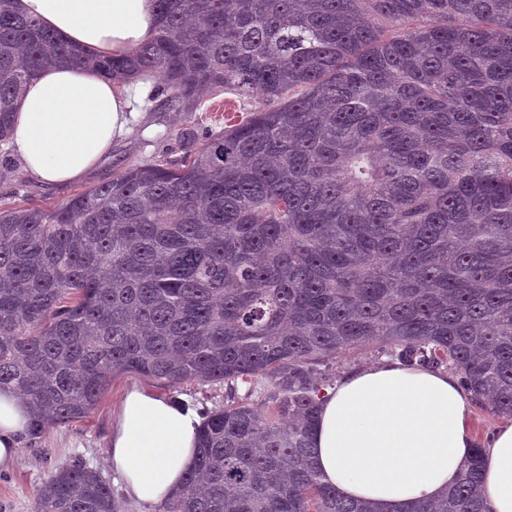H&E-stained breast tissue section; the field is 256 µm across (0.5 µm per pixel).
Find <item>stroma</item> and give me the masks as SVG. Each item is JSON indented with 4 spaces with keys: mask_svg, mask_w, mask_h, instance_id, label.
<instances>
[{
    "mask_svg": "<svg viewBox=\"0 0 512 512\" xmlns=\"http://www.w3.org/2000/svg\"><path fill=\"white\" fill-rule=\"evenodd\" d=\"M256 106V101L229 91L203 94L198 109L193 112H173L162 108L158 102H145L131 125L130 134L113 144L111 152L82 179L64 184L33 180L15 160L8 144L2 143L0 207L40 205L50 208L112 180L123 164L181 159L199 146L198 141L190 137V130L221 133L228 126L223 109L234 110L235 119L240 122ZM135 387L186 401L202 412L230 404L233 397H244L247 390L243 383L232 394L221 383L186 381L172 387L132 372L113 374L105 393L87 417L48 426L39 435L24 439L15 465L10 470L0 471V512H32L34 497L41 484L76 460L106 478L121 512H164L162 505H141L129 498L120 476L107 464L112 418L125 392Z\"/></svg>",
    "mask_w": 512,
    "mask_h": 512,
    "instance_id": "stroma-1",
    "label": "stroma"
}]
</instances>
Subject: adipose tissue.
<instances>
[{
    "label": "adipose tissue",
    "instance_id": "obj_1",
    "mask_svg": "<svg viewBox=\"0 0 512 512\" xmlns=\"http://www.w3.org/2000/svg\"><path fill=\"white\" fill-rule=\"evenodd\" d=\"M65 41L119 56L154 36V0H14ZM153 81L113 82L91 69L57 66L25 86L10 147L24 171L44 183L81 179L130 130ZM471 400L449 372L386 360L346 373L319 401L313 460L323 480L380 512H410L446 492L473 453ZM30 409L0 389V469L15 463ZM202 418L188 403L142 388L126 392L112 422L108 463L126 494L164 501L191 467ZM483 496L491 512H512V424L485 444Z\"/></svg>",
    "mask_w": 512,
    "mask_h": 512
}]
</instances>
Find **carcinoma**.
<instances>
[{"mask_svg": "<svg viewBox=\"0 0 512 512\" xmlns=\"http://www.w3.org/2000/svg\"><path fill=\"white\" fill-rule=\"evenodd\" d=\"M154 22L90 60L0 0L1 143L51 64L156 77L176 112L206 91L260 102L179 162L0 210V387L37 435L116 372L249 383L206 414L164 512H374L313 464L320 366L379 344L512 418V0H155ZM484 471L478 444L413 512H490ZM33 512L119 505L75 463Z\"/></svg>", "mask_w": 512, "mask_h": 512, "instance_id": "cac0c4a2", "label": "carcinoma"}]
</instances>
